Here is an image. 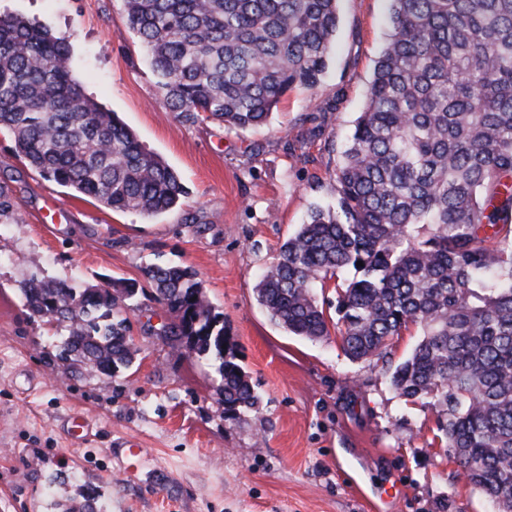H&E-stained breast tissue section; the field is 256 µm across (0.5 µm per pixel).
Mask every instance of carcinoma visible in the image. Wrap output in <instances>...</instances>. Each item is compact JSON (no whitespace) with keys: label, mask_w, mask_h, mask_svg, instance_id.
Wrapping results in <instances>:
<instances>
[{"label":"carcinoma","mask_w":512,"mask_h":512,"mask_svg":"<svg viewBox=\"0 0 512 512\" xmlns=\"http://www.w3.org/2000/svg\"><path fill=\"white\" fill-rule=\"evenodd\" d=\"M128 29L185 123L267 124L296 87L314 90L339 25L337 0H125ZM391 32L333 171L336 206L310 209L260 277L258 303L288 333L329 335L315 288L334 281L352 360H380L406 401L437 410L439 439L469 484L512 512V0H390ZM44 179L114 211L155 217L187 191L118 116L87 97L70 41L0 16V130ZM362 265H357V262ZM165 334L190 338L221 378L224 413L259 406L195 270L146 271ZM32 315L66 331L58 359L105 383L131 367L123 281L33 279ZM420 340L392 365V340Z\"/></svg>","instance_id":"obj_1"}]
</instances>
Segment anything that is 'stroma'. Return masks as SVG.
<instances>
[{
  "label": "stroma",
  "instance_id": "35a3bbf8",
  "mask_svg": "<svg viewBox=\"0 0 512 512\" xmlns=\"http://www.w3.org/2000/svg\"><path fill=\"white\" fill-rule=\"evenodd\" d=\"M339 27L316 90L288 93L267 125L240 131L182 122L127 26L124 0H0L69 36L85 94L117 115L180 175V208L145 220L45 180L0 131V512H62L93 496L107 512H493L441 455L436 410L396 396L382 362L348 359L336 336L311 341L273 323L256 301L258 274L307 216L334 204L337 148L365 105L385 44L388 0H339ZM183 265L224 315V333L260 397L224 412L214 361L159 336L169 315L145 275ZM86 288L135 283L136 355L102 383L56 358L64 332L32 316L31 278ZM85 414L88 445L62 420ZM142 452L111 459V445Z\"/></svg>",
  "mask_w": 512,
  "mask_h": 512
}]
</instances>
